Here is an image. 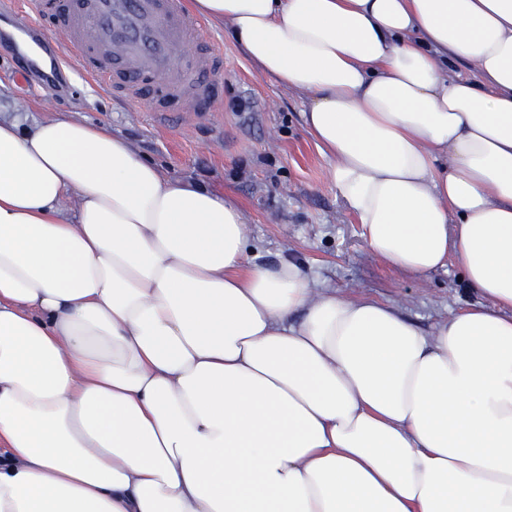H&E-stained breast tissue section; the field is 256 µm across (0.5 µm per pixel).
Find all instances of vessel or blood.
<instances>
[{
  "label": "vessel or blood",
  "mask_w": 512,
  "mask_h": 512,
  "mask_svg": "<svg viewBox=\"0 0 512 512\" xmlns=\"http://www.w3.org/2000/svg\"><path fill=\"white\" fill-rule=\"evenodd\" d=\"M55 5L62 40L46 39L37 20L21 27L40 49L26 62L33 78L69 68L131 98L141 96L144 84L158 83L165 99L153 109L164 116L192 111L197 103L218 106L211 81L214 48L181 57L201 26L182 0H55Z\"/></svg>",
  "instance_id": "1"
}]
</instances>
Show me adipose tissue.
<instances>
[{"instance_id": "ef3b65f1", "label": "adipose tissue", "mask_w": 512, "mask_h": 512, "mask_svg": "<svg viewBox=\"0 0 512 512\" xmlns=\"http://www.w3.org/2000/svg\"><path fill=\"white\" fill-rule=\"evenodd\" d=\"M193 8L305 96L369 250L481 301L422 333L107 127L0 117V512H512V0Z\"/></svg>"}]
</instances>
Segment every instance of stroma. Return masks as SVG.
<instances>
[{"instance_id":"1","label":"stroma","mask_w":512,"mask_h":512,"mask_svg":"<svg viewBox=\"0 0 512 512\" xmlns=\"http://www.w3.org/2000/svg\"><path fill=\"white\" fill-rule=\"evenodd\" d=\"M200 38L218 50L221 106L186 120L156 116L151 93L130 100L79 73L33 82L0 26V113L109 127L167 176L234 200L250 226V261L300 260L338 295L391 305L422 332L479 302L456 260L421 277L373 256L304 123L305 97L260 74L223 26L202 20Z\"/></svg>"}]
</instances>
